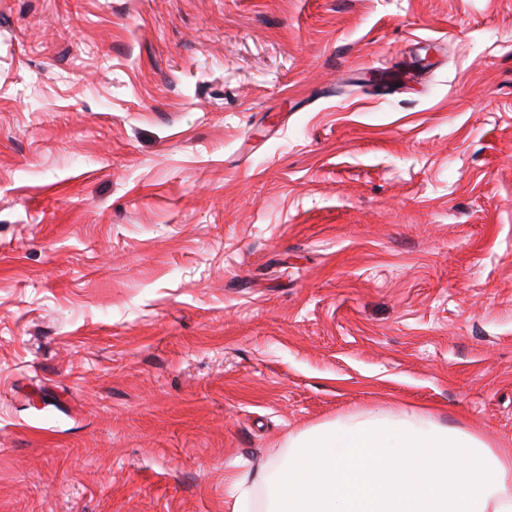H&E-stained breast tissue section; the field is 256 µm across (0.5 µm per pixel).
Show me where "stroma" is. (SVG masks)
Here are the masks:
<instances>
[{"label":"stroma","mask_w":512,"mask_h":512,"mask_svg":"<svg viewBox=\"0 0 512 512\" xmlns=\"http://www.w3.org/2000/svg\"><path fill=\"white\" fill-rule=\"evenodd\" d=\"M371 411L512 449V0H0V512Z\"/></svg>","instance_id":"stroma-1"}]
</instances>
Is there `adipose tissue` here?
<instances>
[{
    "instance_id": "1",
    "label": "adipose tissue",
    "mask_w": 512,
    "mask_h": 512,
    "mask_svg": "<svg viewBox=\"0 0 512 512\" xmlns=\"http://www.w3.org/2000/svg\"><path fill=\"white\" fill-rule=\"evenodd\" d=\"M231 512H512V451L420 413L339 419L234 483Z\"/></svg>"
}]
</instances>
